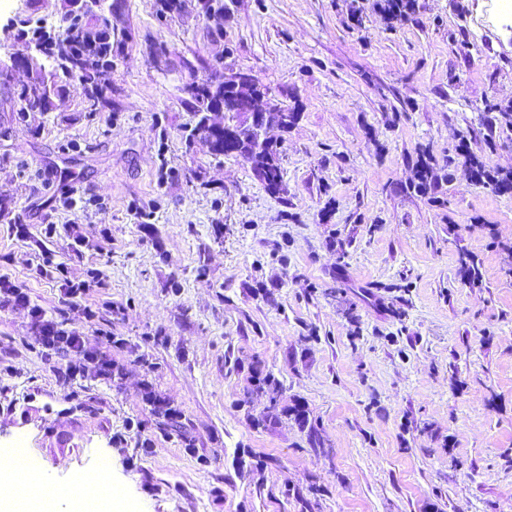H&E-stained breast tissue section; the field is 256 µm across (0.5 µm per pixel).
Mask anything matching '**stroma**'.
Listing matches in <instances>:
<instances>
[{
  "instance_id": "stroma-1",
  "label": "stroma",
  "mask_w": 512,
  "mask_h": 512,
  "mask_svg": "<svg viewBox=\"0 0 512 512\" xmlns=\"http://www.w3.org/2000/svg\"><path fill=\"white\" fill-rule=\"evenodd\" d=\"M222 2L112 0L109 111L18 113L27 75L0 72V275L116 372L64 379L29 310L1 308L0 448L71 492L111 462L130 512H512V195L469 162L512 176V130L483 127L485 99L512 105V22L498 0L398 22L377 0ZM62 12L0 0V61L21 19ZM241 74L298 114L270 131L276 193L190 135L187 84ZM423 157L452 173L427 196ZM16 224L71 281L98 274L83 299ZM469 160L471 161V168L474 170V177L477 182L482 183L497 193L503 194V190H511L512 192V177L493 175L480 162L475 161L473 157H470Z\"/></svg>"
}]
</instances>
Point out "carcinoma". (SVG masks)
Here are the masks:
<instances>
[{"mask_svg": "<svg viewBox=\"0 0 512 512\" xmlns=\"http://www.w3.org/2000/svg\"><path fill=\"white\" fill-rule=\"evenodd\" d=\"M415 0H378V7L390 18L405 19L414 11ZM63 19L69 21L65 34L57 37L55 50L42 68H27L29 81L17 92L22 112H53L52 96L68 97L80 95L90 102L91 111L112 106V85L100 80L104 69L112 68V12L99 16L74 17L70 11V0H63ZM196 111L203 113L196 126V132L208 133V142L214 155L240 153L248 158L254 171L271 192L280 188L281 170L276 151L265 149L254 151L252 142L244 140L236 147L222 133L212 132L206 113L222 104L226 111L236 109L237 100L224 97V82L203 79L194 81L188 87ZM483 112L487 113V137L493 138L496 132L497 116H509L512 108L485 100ZM475 180L501 193L512 191V177H500L487 171L478 161H471Z\"/></svg>", "mask_w": 512, "mask_h": 512, "instance_id": "cac0c4a2", "label": "carcinoma"}]
</instances>
